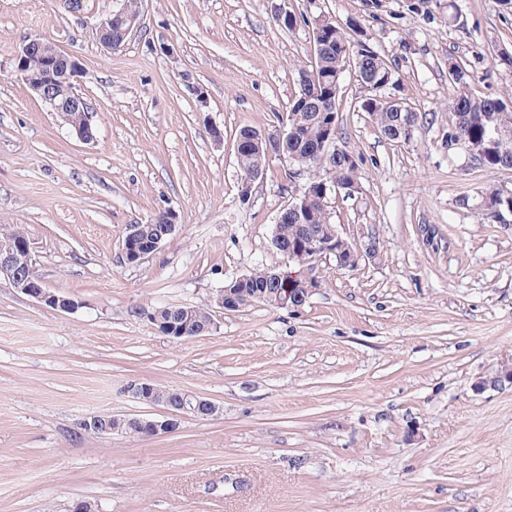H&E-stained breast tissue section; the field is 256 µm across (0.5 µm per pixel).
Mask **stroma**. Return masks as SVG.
Wrapping results in <instances>:
<instances>
[{
	"label": "stroma",
	"mask_w": 512,
	"mask_h": 512,
	"mask_svg": "<svg viewBox=\"0 0 512 512\" xmlns=\"http://www.w3.org/2000/svg\"><path fill=\"white\" fill-rule=\"evenodd\" d=\"M117 5L0 0V224L25 226L40 278L78 304L58 312L0 280V512L80 500L99 512H512V388L473 389L512 357V230L480 206L512 191V169L448 146L451 64L473 96L512 93V12L502 0H142L135 35L106 51L96 28ZM283 9L301 24L282 28ZM321 17L391 62L379 97L422 118L410 140H386L359 108L369 90L345 76L336 145L360 179L333 220L379 252L349 272L322 262L299 311L218 309L211 333L173 340L154 307L198 305L225 278L283 264L273 227L298 183L270 159L241 203L235 136L281 126ZM34 36L79 58L94 141L14 75ZM168 209L174 234L128 263L129 225ZM139 379L219 412L153 438L80 428L164 416L125 393Z\"/></svg>",
	"instance_id": "obj_1"
}]
</instances>
